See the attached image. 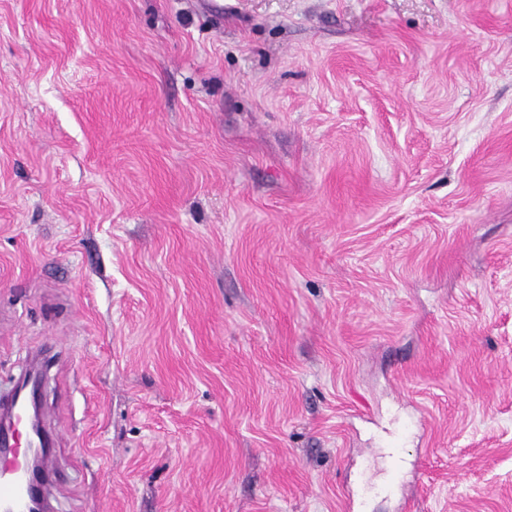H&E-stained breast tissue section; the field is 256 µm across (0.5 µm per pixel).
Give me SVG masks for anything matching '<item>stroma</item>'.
Returning a JSON list of instances; mask_svg holds the SVG:
<instances>
[{
    "mask_svg": "<svg viewBox=\"0 0 512 512\" xmlns=\"http://www.w3.org/2000/svg\"><path fill=\"white\" fill-rule=\"evenodd\" d=\"M53 512H512V0H0V396Z\"/></svg>",
    "mask_w": 512,
    "mask_h": 512,
    "instance_id": "stroma-1",
    "label": "stroma"
}]
</instances>
